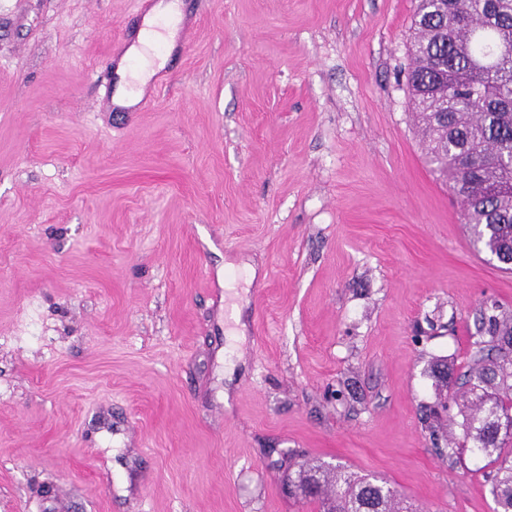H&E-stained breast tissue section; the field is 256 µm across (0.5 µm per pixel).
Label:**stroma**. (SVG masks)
Returning a JSON list of instances; mask_svg holds the SVG:
<instances>
[{"instance_id":"1","label":"stroma","mask_w":512,"mask_h":512,"mask_svg":"<svg viewBox=\"0 0 512 512\" xmlns=\"http://www.w3.org/2000/svg\"><path fill=\"white\" fill-rule=\"evenodd\" d=\"M416 5L183 0L121 109L147 0H0V512H317L282 489L308 461L494 512L427 414L512 273L428 162ZM164 15H174L176 22L166 27L163 33L157 32L154 30V26L158 17ZM182 18L181 5L174 2H160L146 12L136 39L128 45L116 65L115 73L118 80L112 98L115 106L125 108L134 106L157 73L166 67L169 55L174 48L179 34V25ZM150 37L153 38V41L160 40L166 44L167 53L164 56L154 57L150 53ZM131 58H138L140 66L135 70L129 71L127 61Z\"/></svg>"}]
</instances>
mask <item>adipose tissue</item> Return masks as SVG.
Segmentation results:
<instances>
[{
  "mask_svg": "<svg viewBox=\"0 0 512 512\" xmlns=\"http://www.w3.org/2000/svg\"><path fill=\"white\" fill-rule=\"evenodd\" d=\"M182 10L176 0H159L144 15L138 34L127 47L122 59H119L115 73L118 77L116 89L112 101L114 105L129 108L134 106L140 99L145 88L153 78L162 71L168 62L167 57H156L149 51L152 40H159L167 47H174L179 34L178 25L166 27L165 31H155L154 26L158 17L164 15L181 16ZM139 59L140 65L137 69L131 70L127 67L128 59Z\"/></svg>",
  "mask_w": 512,
  "mask_h": 512,
  "instance_id": "ef3b65f1",
  "label": "adipose tissue"
}]
</instances>
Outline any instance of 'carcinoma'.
Returning a JSON list of instances; mask_svg holds the SVG:
<instances>
[{"label":"carcinoma","instance_id":"1","mask_svg":"<svg viewBox=\"0 0 512 512\" xmlns=\"http://www.w3.org/2000/svg\"><path fill=\"white\" fill-rule=\"evenodd\" d=\"M404 70L429 161L449 181L477 250L512 266V0H419ZM486 354L440 387L458 406L463 446L487 459L497 512H512V322L482 314ZM289 495L319 512H419L374 476L306 465Z\"/></svg>","mask_w":512,"mask_h":512}]
</instances>
